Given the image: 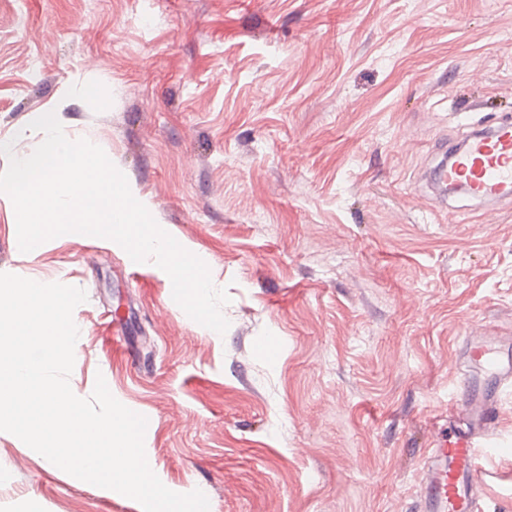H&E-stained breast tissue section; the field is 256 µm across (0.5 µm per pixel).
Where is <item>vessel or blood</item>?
<instances>
[{"label": "vessel or blood", "instance_id": "obj_1", "mask_svg": "<svg viewBox=\"0 0 512 512\" xmlns=\"http://www.w3.org/2000/svg\"><path fill=\"white\" fill-rule=\"evenodd\" d=\"M453 159L435 176L472 199L498 202L512 198V121L471 131L449 146ZM475 376L463 379L467 397L448 410L422 474L425 512H481L484 459L501 454L497 404L512 386V340L485 336L468 340Z\"/></svg>", "mask_w": 512, "mask_h": 512}]
</instances>
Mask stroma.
I'll list each match as a JSON object with an SVG mask.
<instances>
[{
  "instance_id": "1",
  "label": "stroma",
  "mask_w": 512,
  "mask_h": 512,
  "mask_svg": "<svg viewBox=\"0 0 512 512\" xmlns=\"http://www.w3.org/2000/svg\"><path fill=\"white\" fill-rule=\"evenodd\" d=\"M46 108L231 298L221 335L113 241L21 252L0 196V273L87 294L73 392L150 416L209 512H418L466 337H512V205L420 180L512 118V0H0V140ZM498 428L482 496L512 512V386ZM0 512L142 508L0 432Z\"/></svg>"
}]
</instances>
